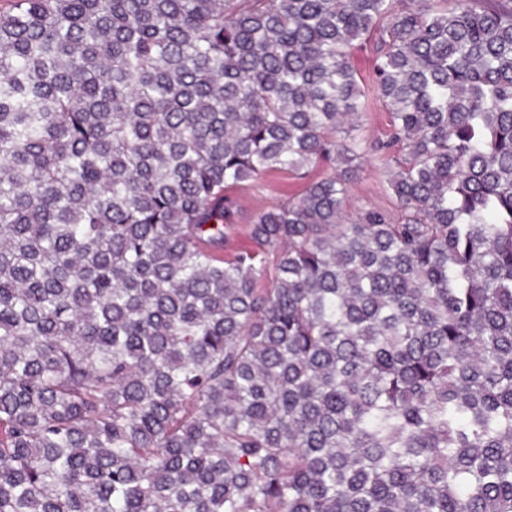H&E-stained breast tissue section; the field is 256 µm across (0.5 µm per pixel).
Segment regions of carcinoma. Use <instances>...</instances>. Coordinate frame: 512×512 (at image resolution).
I'll use <instances>...</instances> for the list:
<instances>
[{
	"label": "carcinoma",
	"mask_w": 512,
	"mask_h": 512,
	"mask_svg": "<svg viewBox=\"0 0 512 512\" xmlns=\"http://www.w3.org/2000/svg\"><path fill=\"white\" fill-rule=\"evenodd\" d=\"M0 512H512V0H0ZM364 42V45L354 51L353 65L357 70L358 79L368 96V108L362 116V123L367 130L369 138L375 139L384 135L388 129V112L375 99L371 92V74L373 68V57L370 52L368 39L359 40L357 44ZM361 158L354 161L358 165L345 211L348 215L355 213L367 203L380 202L388 193V184L379 161L373 155L368 142L363 143ZM334 165L317 166L304 179L292 176H275L264 184L263 188H231L226 193L239 199L246 214H251L264 209L278 201H287L289 198L298 197L304 190L307 182L316 179L331 171Z\"/></svg>",
	"instance_id": "cac0c4a2"
}]
</instances>
